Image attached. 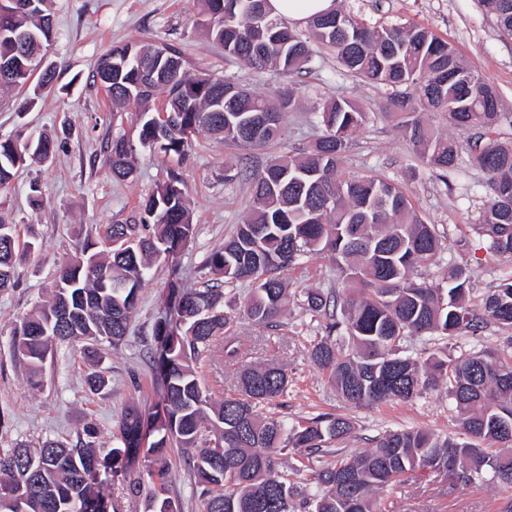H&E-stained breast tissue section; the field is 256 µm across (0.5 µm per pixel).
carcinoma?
Returning a JSON list of instances; mask_svg holds the SVG:
<instances>
[{"label": "carcinoma", "instance_id": "1", "mask_svg": "<svg viewBox=\"0 0 512 512\" xmlns=\"http://www.w3.org/2000/svg\"><path fill=\"white\" fill-rule=\"evenodd\" d=\"M218 2L198 0L200 14L210 37L242 65L300 73L312 61V40L335 54L346 71L391 89V116L409 130L421 164L443 182L455 173L461 146L428 127L424 114L442 112L455 128L477 130L467 154L492 191L479 233L486 251L512 257V140L500 138V127L512 126V117L499 111L495 88L482 76L458 58L448 64L454 52L448 42L421 26H371L338 10L311 18L307 38L281 17L270 15L258 26L242 9L219 15ZM46 3L0 10V60L17 61L14 76L0 87H25L34 75L13 38L47 37L52 22ZM479 3L500 32L512 36V0ZM157 50L147 43L114 46L109 75L96 72L113 101L138 109L139 142L154 153L181 157L193 134L203 130L243 150L284 139V115L293 109L295 89L272 98L249 90L240 97L242 117L265 123L249 135L214 111L227 91L224 79L185 66L164 78L135 69L136 58L153 59ZM159 94L166 100L164 118L149 107ZM316 113L321 135L303 156L273 155L261 166L241 163L234 177L249 183V207L208 255L205 268L226 283L248 284L237 314L259 327H276L286 318L288 300L280 272L311 255L332 259L342 287L305 292L307 309L327 319L325 335L309 351L311 362L353 407L409 401L444 382L460 413V436L387 431L367 450L309 469L310 458L351 435L352 420L330 413L300 421L266 415V405L288 385L286 370L273 365H242L236 393L213 401L193 362L211 355L221 341L228 357L241 358L230 333L237 314L224 309L219 288H174L164 301L176 318L158 324L155 333L161 405L155 411L127 406L110 448L89 440L87 428L74 444L46 440L35 451H0V512H111L100 474L125 473L141 457L150 459V512H178L164 496L167 450L174 445L195 449L189 467L204 512H385L378 493L427 470L445 471L463 487L495 484L499 512H512V278L474 306L466 265L452 268L445 288L413 279L416 268L441 252L435 225L425 222L398 183L347 166L368 112L336 98ZM55 150L45 133L0 140V185L27 162L48 161ZM132 152L125 138L112 139L107 153L113 177L133 173ZM193 234L186 187L173 173L129 223L108 226L107 254L92 242L78 243L60 266L52 300L33 307L13 328L31 388L43 386V368L57 344L119 345L152 263L168 262ZM40 249L35 241H20L15 225L0 222V288L14 286L18 255ZM490 325L508 332L497 349L454 356L446 347L411 354L402 347L412 336L462 339ZM286 454L295 460L289 466L293 480L281 471Z\"/></svg>", "mask_w": 512, "mask_h": 512}]
</instances>
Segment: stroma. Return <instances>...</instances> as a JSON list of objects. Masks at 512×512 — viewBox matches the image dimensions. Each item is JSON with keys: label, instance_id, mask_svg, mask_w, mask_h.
I'll list each match as a JSON object with an SVG mask.
<instances>
[{"label": "stroma", "instance_id": "1", "mask_svg": "<svg viewBox=\"0 0 512 512\" xmlns=\"http://www.w3.org/2000/svg\"><path fill=\"white\" fill-rule=\"evenodd\" d=\"M337 9L362 15L372 24L411 23L447 40L459 58L495 87L501 111L512 113V38L500 37L493 17L477 0H335ZM54 36L46 50L57 77L37 104L22 109L28 88L0 92V138L46 133L58 149L44 163L20 168L0 186V220L16 226L21 240L37 239L42 248L20 260L14 287L0 289V449L17 445L39 448L43 441L75 443L86 427L94 441L111 447L124 408L154 406L161 383L151 357L155 327L164 315L160 301L171 285L201 288L214 278L205 267L209 253L222 245L247 210L249 185L235 179L241 149L200 131L193 135L184 157L163 158L138 146L141 127L135 109H118L93 74L99 58L110 48L134 41L169 44L195 70L224 78L248 89L275 95L292 87L297 103L284 116L283 141L273 148L252 151L254 164L270 154L295 155L309 146L320 129L315 109L324 101L346 97L368 110L369 123L357 134L349 163L354 170L377 172L399 182L427 223L435 225L444 249L437 261L418 269V278L443 283L449 269L468 265L473 300L488 288L512 277V258L487 253L477 232L490 196L486 175L461 156L449 182H442L417 164L415 150L403 129L388 114V90L363 82L347 72L328 51L315 50L308 72L289 74L258 71L225 56L201 25L196 0H47ZM136 143L133 174L113 179L106 144L116 137ZM178 171L187 187L194 235L174 264L160 263L139 291L136 314L122 343L101 344L96 355L61 345L45 368L42 388H31L28 369L15 356L12 330L16 319L51 297L60 265L83 238L101 241L108 225L125 223L141 201ZM39 205H32V194ZM288 292V316L280 327L265 328L241 318L233 330L245 349V361L274 363L288 373V389L269 404L270 414L291 419L319 413L350 417L355 431L341 448L352 453L370 447L386 430L421 429L437 435L459 430L457 413L446 386L427 390L407 402L351 407L326 375L308 358L323 334L324 320L306 311L308 290L339 286L335 264L326 257H310L283 271ZM100 371L108 381L102 393L91 392L85 377ZM201 383L216 398L231 394L235 364L213 352L198 365ZM190 451L172 447L166 495L178 512H202ZM144 466L131 476L118 475L103 487L118 512H148L146 494H131V479H146ZM499 497L497 486L463 488L445 472L408 478L384 488L379 499L386 512H489Z\"/></svg>", "mask_w": 512, "mask_h": 512}]
</instances>
